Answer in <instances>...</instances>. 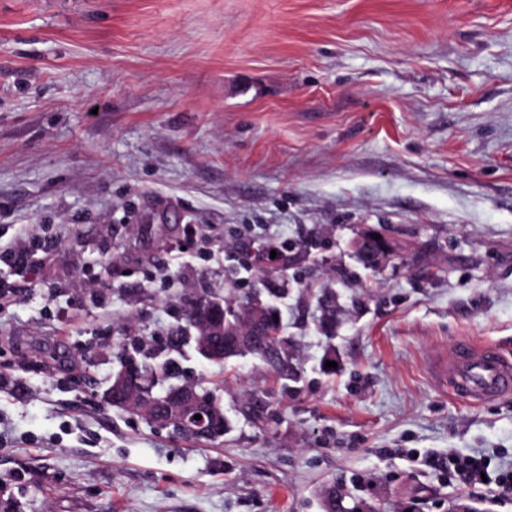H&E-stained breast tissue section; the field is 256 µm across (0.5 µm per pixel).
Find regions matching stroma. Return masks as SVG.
I'll return each instance as SVG.
<instances>
[{
    "label": "stroma",
    "instance_id": "obj_1",
    "mask_svg": "<svg viewBox=\"0 0 512 512\" xmlns=\"http://www.w3.org/2000/svg\"><path fill=\"white\" fill-rule=\"evenodd\" d=\"M35 234L55 247L0 308V512H322L327 484L512 512L423 464L512 471V396L433 373L461 336L512 359V0H0V243ZM258 245L298 256L268 283L299 379L184 346L217 446L112 408L119 349L258 287ZM258 390L263 426L239 413Z\"/></svg>",
    "mask_w": 512,
    "mask_h": 512
}]
</instances>
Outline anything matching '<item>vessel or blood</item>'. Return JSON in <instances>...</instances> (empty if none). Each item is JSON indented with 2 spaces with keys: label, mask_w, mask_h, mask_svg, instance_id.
<instances>
[{
  "label": "vessel or blood",
  "mask_w": 512,
  "mask_h": 512,
  "mask_svg": "<svg viewBox=\"0 0 512 512\" xmlns=\"http://www.w3.org/2000/svg\"><path fill=\"white\" fill-rule=\"evenodd\" d=\"M440 377L456 396L474 405L512 394V361L466 337L452 344Z\"/></svg>",
  "instance_id": "obj_1"
}]
</instances>
